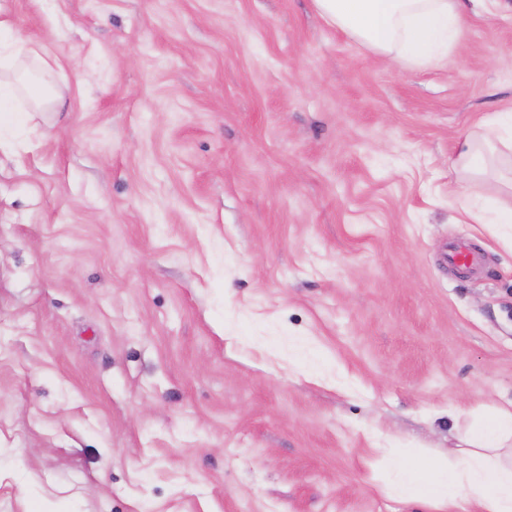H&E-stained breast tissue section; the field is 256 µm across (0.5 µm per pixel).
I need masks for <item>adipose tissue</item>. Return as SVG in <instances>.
Wrapping results in <instances>:
<instances>
[{
	"label": "adipose tissue",
	"mask_w": 512,
	"mask_h": 512,
	"mask_svg": "<svg viewBox=\"0 0 512 512\" xmlns=\"http://www.w3.org/2000/svg\"><path fill=\"white\" fill-rule=\"evenodd\" d=\"M327 25L364 49L418 68L447 57L463 37L474 6L499 7L500 0H312ZM461 194L495 173L512 186V130L489 118L480 134L468 135L453 161ZM465 447L449 451L426 472L400 465L396 453L383 458L385 488L399 497L417 495L438 506L512 512V410L497 408L473 421Z\"/></svg>",
	"instance_id": "1"
}]
</instances>
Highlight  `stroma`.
Listing matches in <instances>:
<instances>
[{
  "label": "stroma",
  "mask_w": 512,
  "mask_h": 512,
  "mask_svg": "<svg viewBox=\"0 0 512 512\" xmlns=\"http://www.w3.org/2000/svg\"><path fill=\"white\" fill-rule=\"evenodd\" d=\"M0 21L51 93L0 128V512H438L376 463L512 406V224L450 167L512 115V12L428 69L311 0Z\"/></svg>",
  "instance_id": "obj_1"
}]
</instances>
